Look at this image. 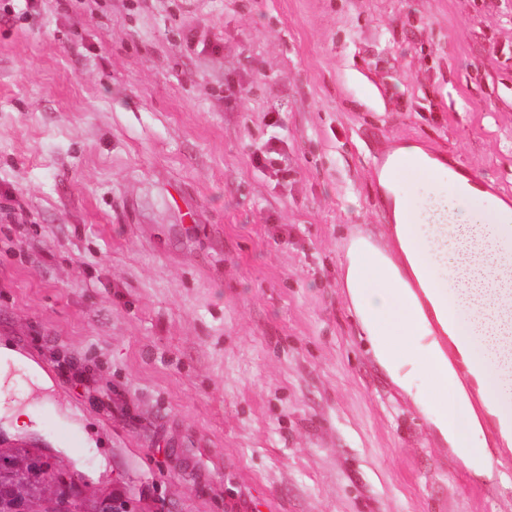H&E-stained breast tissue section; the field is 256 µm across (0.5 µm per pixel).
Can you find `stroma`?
<instances>
[{
  "mask_svg": "<svg viewBox=\"0 0 512 512\" xmlns=\"http://www.w3.org/2000/svg\"><path fill=\"white\" fill-rule=\"evenodd\" d=\"M272 137L288 167L263 173ZM399 143L512 191V0H35L1 22L0 344L53 388L17 369L31 424L1 414L0 453L128 512H512V447L480 480L437 447L341 286L349 236L386 233ZM275 139V138H274ZM274 139H269L261 145L255 146L251 151V159L255 168L262 170H275L280 172L283 156L280 153L278 143Z\"/></svg>",
  "mask_w": 512,
  "mask_h": 512,
  "instance_id": "1",
  "label": "stroma"
}]
</instances>
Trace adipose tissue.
<instances>
[{
	"label": "adipose tissue",
	"instance_id": "obj_1",
	"mask_svg": "<svg viewBox=\"0 0 512 512\" xmlns=\"http://www.w3.org/2000/svg\"><path fill=\"white\" fill-rule=\"evenodd\" d=\"M436 198L447 222L422 224L406 221L396 195L391 248L352 238L343 283L377 364L441 446L483 476L494 468L484 421L512 446V206L469 184Z\"/></svg>",
	"mask_w": 512,
	"mask_h": 512
}]
</instances>
